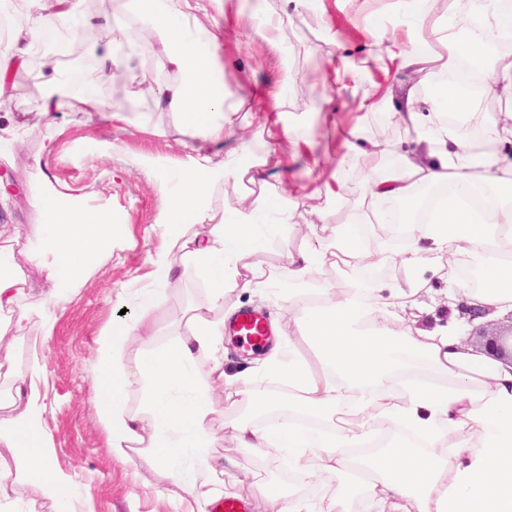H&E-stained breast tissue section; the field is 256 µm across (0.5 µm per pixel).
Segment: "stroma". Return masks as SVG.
<instances>
[{"mask_svg": "<svg viewBox=\"0 0 512 512\" xmlns=\"http://www.w3.org/2000/svg\"><path fill=\"white\" fill-rule=\"evenodd\" d=\"M392 2L344 0L339 6L335 0H325L324 10L304 9L285 15L281 12V0H225L224 11L217 17L221 54L228 77L244 104L238 114L237 134L225 139L222 154H229L239 141L252 137L257 128L256 106H264L269 112L279 108L294 129L293 136L278 132L270 140L283 164L302 168L292 139L303 137L322 154L324 174H331L336 166L340 131L353 125L360 116L349 94L310 79V67L323 65L335 41L353 47L356 63L368 67L369 61L362 51L369 41L363 20L384 14ZM82 10L88 17L106 16L124 26L125 51L134 53L137 66L154 84L176 80V71L164 64L163 37L144 36L136 18L123 11L121 0H83ZM257 10L283 16L286 49H279L256 32L252 17ZM6 79L7 93L0 97V128H16L17 139L8 151L0 153V169L13 175L20 194L0 196V250L20 257L34 246L40 233L41 215L31 202L40 187L41 175L34 160L52 130L39 119L45 88V72L39 57H29L24 66L9 72ZM312 103L332 106L331 117L336 120V127H327L309 112ZM135 107L126 124L109 125L95 116L70 114L61 148L50 157L45 170L89 199L110 202L113 214L126 222L122 237L115 239L111 256L57 310L55 327L49 336L43 332L42 313L51 283L38 267L25 265V286L19 306L28 312L29 323L24 335L0 343V367L6 374L24 370L35 356L45 365L47 423L54 436V458L61 469L73 475L82 512H182L181 501L186 497L180 486L165 481L159 469L141 458L122 461L112 456L104 432L95 423L91 399L95 339L105 323L119 314L123 306L118 297L120 290L140 286L151 269V257L164 245L155 222L167 197L159 191L154 177L133 166L131 159L141 154L180 158L185 153V136L173 114L159 111L149 97L137 98ZM145 123L163 128L164 136L144 133L141 126ZM104 138L118 141L123 152L109 156L85 154L86 141ZM392 162L389 154L351 157L344 202L333 207L321 198L306 200L294 224L280 228L269 239L262 260L270 267H282L289 249L312 242L314 234L360 217L366 182ZM421 277L425 287L416 301L400 307L399 325L431 326L452 318L466 324L468 330L481 327L490 331L506 323V316L493 313L468 319L462 312L465 296L449 294L448 276L442 269L423 270ZM207 295V284L198 269L191 264L180 267L152 313L153 344L163 345L172 334L186 332L188 309L207 307ZM224 305L265 311L269 318L277 320L282 336L290 338L298 352H306L311 345L305 335L302 311L282 309L271 292L231 289L224 295ZM239 418L251 419L258 428L269 425L268 420L255 415L248 406L225 405L212 422L218 437L212 453L219 459H235L232 475L236 479L257 475L259 488L239 492L229 485L224 488L225 494H240L248 512H270L264 494L268 487L277 489L284 500L312 505L315 512H325L338 492L350 491L346 478L329 479L320 473L316 454H309L306 469L300 470L290 467L285 455L274 456L263 448L238 447L231 422Z\"/></svg>", "mask_w": 512, "mask_h": 512, "instance_id": "1", "label": "stroma"}]
</instances>
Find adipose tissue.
I'll return each mask as SVG.
<instances>
[{
  "mask_svg": "<svg viewBox=\"0 0 512 512\" xmlns=\"http://www.w3.org/2000/svg\"><path fill=\"white\" fill-rule=\"evenodd\" d=\"M80 2L35 0L28 30L15 47L0 53V97L7 72L25 63L45 33L63 24H89ZM127 2L146 30L163 35L166 61L178 72L177 81L163 87L136 71L130 80L137 94L153 97L158 108L175 114L193 142L177 162L163 156L135 160L157 175L169 204L157 222L164 249L152 261L148 285L136 294L134 317L110 319L95 341V420L113 456L145 455L147 463L162 466L166 480L183 485L196 506L219 498L233 462L211 456L216 441L211 417L220 397H233L237 380L224 369V323L233 315L224 295L231 288L284 286L289 301L306 306L312 346L302 357L292 343L275 341L252 367L258 380L243 391V399L263 410L274 407L276 397L288 396V418L264 432L246 420L233 422L240 447L284 452L297 466L309 449H320L322 473L348 476L363 500L392 503L393 512H512V365L474 352L452 328L388 327L396 300L421 290L420 265L447 266L463 253L478 257L483 275L479 287L461 280L458 289L471 304L512 311V136L502 132L512 119L478 111L457 86L435 81L463 59L475 69L484 93L512 98V55L498 51L512 32V20L499 10L498 0H466L478 32L454 47L429 26V0H395L391 12L371 22L367 54L381 63L379 78L363 89L352 67L329 65L328 78L351 93L358 111L386 112L409 135L393 170L371 179L365 190L370 211H379L386 201L407 205L399 218L409 238L406 282L385 289L371 281L338 292L316 282L338 258L357 266L365 262L357 221L289 251L287 266L272 269L260 255L269 235L291 223L297 209L287 188L289 170L274 152H256L246 142L233 149L228 162L210 149L232 134L238 114L231 105L236 92L220 64L217 28L207 22L223 0ZM116 62L104 54L80 89L68 77L46 78L41 117L56 135L66 131L57 119L65 108L98 115L108 124L128 122L127 104L105 108L97 91ZM424 88L429 94L423 99ZM470 128L482 130L480 143L467 140ZM274 170L282 183L276 194L242 198L230 212L211 207L208 193L215 186L243 177L263 185ZM447 183L461 186V193L442 199L426 222L416 221L410 205L418 187ZM475 191L489 199V207L471 205ZM34 204L42 226L26 261L52 281L48 302L55 306L111 254L119 220L111 206L65 192L54 177L46 178ZM188 259L206 277L207 311L188 318L187 335L130 357L135 338L149 333L148 316L162 287ZM22 264L0 269V312L15 315L11 327L0 326L1 336L20 334L29 320L17 307ZM311 285L317 291L309 302L304 292ZM214 309L221 317H211ZM202 359L219 385L203 380ZM44 382L43 367L35 360L7 388L24 409L0 417V445L15 449L20 463L16 472L0 470V496L32 481L54 499L56 512H77L74 480L53 462L54 437L39 390ZM134 393L140 398L136 411L129 405ZM339 414L354 418V426L336 422ZM381 431L390 438L388 446L367 459L362 473H354L347 449L365 447ZM440 448L447 449V457L437 456Z\"/></svg>",
  "mask_w": 512,
  "mask_h": 512,
  "instance_id": "ef3b65f1",
  "label": "adipose tissue"
}]
</instances>
